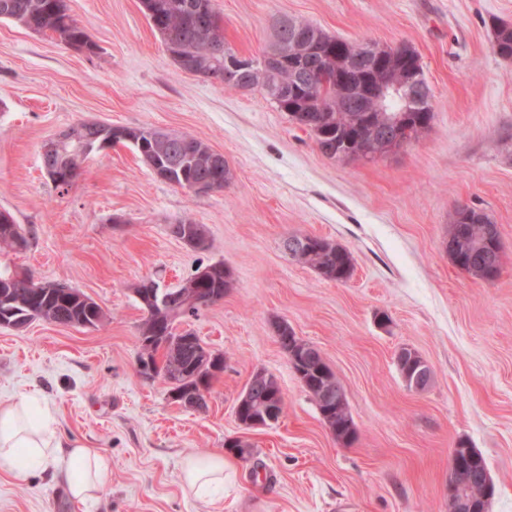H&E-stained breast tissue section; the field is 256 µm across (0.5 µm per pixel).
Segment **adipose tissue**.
<instances>
[{
    "label": "adipose tissue",
    "mask_w": 512,
    "mask_h": 512,
    "mask_svg": "<svg viewBox=\"0 0 512 512\" xmlns=\"http://www.w3.org/2000/svg\"><path fill=\"white\" fill-rule=\"evenodd\" d=\"M224 465L220 453L186 457L184 489L194 499L216 506L223 500ZM0 466L19 476L39 469L81 502L97 497L110 472L107 456L59 435L54 412L34 393L0 400Z\"/></svg>",
    "instance_id": "1"
}]
</instances>
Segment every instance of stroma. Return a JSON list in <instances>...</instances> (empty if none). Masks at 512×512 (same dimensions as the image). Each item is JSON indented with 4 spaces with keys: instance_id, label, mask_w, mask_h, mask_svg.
Returning <instances> with one entry per match:
<instances>
[{
    "instance_id": "obj_1",
    "label": "stroma",
    "mask_w": 512,
    "mask_h": 512,
    "mask_svg": "<svg viewBox=\"0 0 512 512\" xmlns=\"http://www.w3.org/2000/svg\"><path fill=\"white\" fill-rule=\"evenodd\" d=\"M224 44L266 51L290 16L352 43L414 49L433 90L419 140L375 160L324 156L262 92L181 71L140 0H67L97 44L76 51L0 20V211L26 232L0 264L83 292L105 313L85 329L36 320L0 328V398L34 392L60 432L111 461L98 497L72 500L46 475L0 469V512H213L181 483L187 455L251 445L229 456L221 512H448L453 449L472 448L496 485L488 512H512V58L494 47L512 0H213ZM93 121L190 133L223 152L224 190L196 194L157 178L131 145L88 156L68 189L50 181L40 147ZM497 225L504 260L486 281L448 256L458 205ZM204 226L205 248L172 224ZM332 240L352 255L336 283L298 263L288 236ZM221 262L223 300L177 319L223 353L202 409L168 398L138 368L145 311L134 287L175 288ZM288 322L342 385L356 428L336 441L280 348ZM433 381L408 389L400 348ZM267 371L285 397L279 421L247 430L235 407Z\"/></svg>"
}]
</instances>
